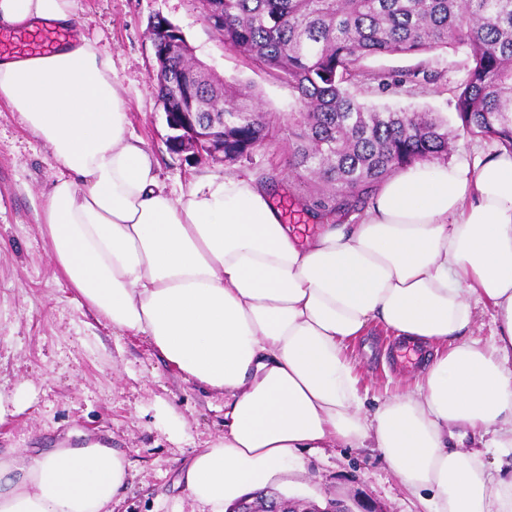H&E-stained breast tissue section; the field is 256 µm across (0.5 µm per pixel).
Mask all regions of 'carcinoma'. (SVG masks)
Returning a JSON list of instances; mask_svg holds the SVG:
<instances>
[{
  "label": "carcinoma",
  "mask_w": 512,
  "mask_h": 512,
  "mask_svg": "<svg viewBox=\"0 0 512 512\" xmlns=\"http://www.w3.org/2000/svg\"><path fill=\"white\" fill-rule=\"evenodd\" d=\"M224 45L288 84L300 104L288 166L306 195L303 210L320 218L363 209L378 186L418 162H447L459 133L512 152V0H202ZM155 48L182 40L159 18ZM468 46L471 66L455 108L459 126L432 112L378 110L353 88L399 92L439 75L368 71L364 60ZM160 103L174 112L224 114V156L250 161L276 137L279 117L255 106L252 86L211 75L191 54L169 59L155 79Z\"/></svg>",
  "instance_id": "1"
}]
</instances>
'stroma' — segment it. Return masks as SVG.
Returning a JSON list of instances; mask_svg holds the SVG:
<instances>
[{
  "label": "stroma",
  "mask_w": 512,
  "mask_h": 512,
  "mask_svg": "<svg viewBox=\"0 0 512 512\" xmlns=\"http://www.w3.org/2000/svg\"><path fill=\"white\" fill-rule=\"evenodd\" d=\"M81 34L112 58L114 81L128 115V132L153 156L172 195L210 176L261 180L275 176L273 202L292 203L305 189L286 165L296 109L288 85L229 50L204 19L200 0H76ZM163 17L180 28L208 71L251 84L259 106L282 122L275 141L252 161L198 163L172 150L151 70L148 30ZM426 63L439 81L409 92L360 98L378 107L454 117L456 96L470 64L459 45L418 58L385 55L369 70ZM58 170L48 148L0 103V386L20 393V409L0 421V453L28 455L100 439L128 462L127 487L116 512H193L178 483L193 449L224 436V398L186 381L148 337L114 330L88 308L54 265L41 226L46 195ZM399 338L381 324L349 343L361 394L391 398L413 388L408 363L396 356ZM278 493L326 506L342 501L351 512H423L375 448H308L299 469Z\"/></svg>",
  "instance_id": "obj_1"
}]
</instances>
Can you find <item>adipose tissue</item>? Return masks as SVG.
I'll return each instance as SVG.
<instances>
[{
    "label": "adipose tissue",
    "instance_id": "adipose-tissue-1",
    "mask_svg": "<svg viewBox=\"0 0 512 512\" xmlns=\"http://www.w3.org/2000/svg\"><path fill=\"white\" fill-rule=\"evenodd\" d=\"M76 22L74 0H0L1 28ZM1 100L57 164L42 229L68 284L224 397L223 439L180 474L197 512L281 484L302 449L336 446L379 449L428 512H512L511 151L411 165L359 223L303 238L251 179L172 197L127 134L96 40L0 57ZM482 304L497 322L486 345L470 335ZM374 321L435 355L415 389L369 412L343 346ZM460 428L481 448H458ZM126 477L100 444L0 458V512H112Z\"/></svg>",
    "mask_w": 512,
    "mask_h": 512
}]
</instances>
